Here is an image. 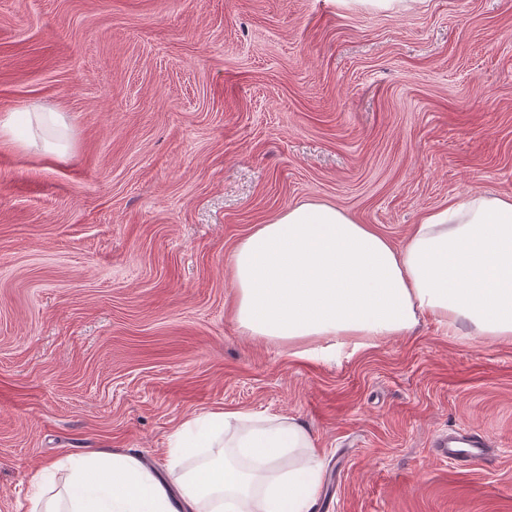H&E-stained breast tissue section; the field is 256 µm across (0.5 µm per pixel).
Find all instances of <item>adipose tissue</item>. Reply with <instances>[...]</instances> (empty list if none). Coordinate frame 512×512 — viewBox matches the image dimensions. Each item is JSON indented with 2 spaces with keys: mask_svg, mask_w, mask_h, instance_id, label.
<instances>
[{
  "mask_svg": "<svg viewBox=\"0 0 512 512\" xmlns=\"http://www.w3.org/2000/svg\"><path fill=\"white\" fill-rule=\"evenodd\" d=\"M64 152L68 126L51 108L0 120V133ZM236 320L253 336L326 339L352 355L366 340L403 336L421 317L455 331L512 339V196L473 193L424 213L395 246L344 210L303 201L235 246ZM198 448L213 458L178 478L132 448L65 455L36 470L30 512H316L323 471L309 431L293 418L210 411L174 433L171 466ZM62 484H54V472Z\"/></svg>",
  "mask_w": 512,
  "mask_h": 512,
  "instance_id": "adipose-tissue-1",
  "label": "adipose tissue"
}]
</instances>
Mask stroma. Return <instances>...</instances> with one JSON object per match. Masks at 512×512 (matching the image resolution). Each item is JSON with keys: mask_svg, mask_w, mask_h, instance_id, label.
Returning <instances> with one entry per match:
<instances>
[{"mask_svg": "<svg viewBox=\"0 0 512 512\" xmlns=\"http://www.w3.org/2000/svg\"><path fill=\"white\" fill-rule=\"evenodd\" d=\"M59 110L64 154L0 135V512L71 452L165 467L188 416L295 417L318 512H512V340L424 318L299 357L234 315L237 243L314 199L402 244L512 195V0H0V118ZM478 431L494 454L437 459ZM344 5H355L361 9L403 12L412 9L418 0H340Z\"/></svg>", "mask_w": 512, "mask_h": 512, "instance_id": "35a3bbf8", "label": "stroma"}]
</instances>
